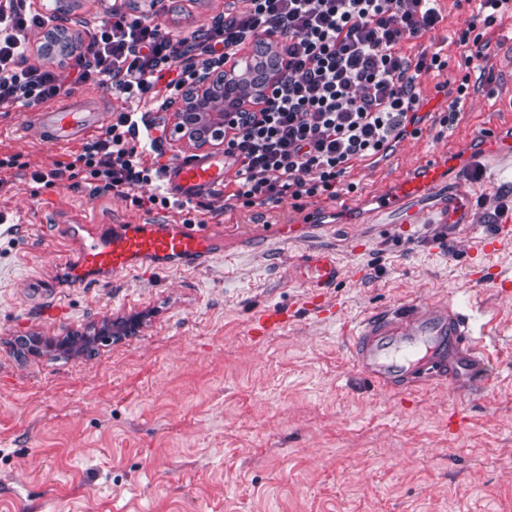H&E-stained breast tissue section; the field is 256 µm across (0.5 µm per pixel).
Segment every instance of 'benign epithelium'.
<instances>
[{
  "label": "benign epithelium",
  "mask_w": 512,
  "mask_h": 512,
  "mask_svg": "<svg viewBox=\"0 0 512 512\" xmlns=\"http://www.w3.org/2000/svg\"><path fill=\"white\" fill-rule=\"evenodd\" d=\"M56 21L50 37V46L60 53L69 52L78 32L67 26L71 20L68 0H56L52 13ZM255 58L236 54L224 59L217 70H207L195 76L180 99L169 103L172 110L169 141L188 143L196 149L218 148L224 145V136L231 135L239 125L244 112H258L262 108L263 85L273 84L280 72L264 68V78L253 80Z\"/></svg>",
  "instance_id": "obj_1"
}]
</instances>
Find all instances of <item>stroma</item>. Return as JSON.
I'll return each mask as SVG.
<instances>
[{"label":"stroma","instance_id":"35a3bbf8","mask_svg":"<svg viewBox=\"0 0 512 512\" xmlns=\"http://www.w3.org/2000/svg\"><path fill=\"white\" fill-rule=\"evenodd\" d=\"M226 0H176L158 16L184 37L224 16ZM487 80L453 128L427 122L355 192L313 202L327 224L288 240L237 242L258 224H294L290 201L227 209L201 195L218 240L202 267L119 273L75 286L61 274L75 227L176 224L90 186L52 188L69 148L25 132L0 106V157L28 169L0 189V512H512V34L492 30ZM452 163L447 195L415 217L372 213L370 195L421 160ZM480 180H472L475 169ZM337 258L324 289L335 317L308 311L307 263ZM458 303L492 368L479 381L388 392L353 367L369 316L410 302ZM288 308L287 328L256 338L255 317ZM85 336L82 354L31 353L30 337Z\"/></svg>","mask_w":512,"mask_h":512}]
</instances>
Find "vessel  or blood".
<instances>
[{
    "mask_svg": "<svg viewBox=\"0 0 512 512\" xmlns=\"http://www.w3.org/2000/svg\"><path fill=\"white\" fill-rule=\"evenodd\" d=\"M101 122L100 112L80 99L63 109L40 110L31 120L54 144L69 143ZM227 172L223 154L197 156L172 167L167 189L178 199L212 193L223 189ZM450 173L449 166L427 159L394 186L376 191L371 202L379 211L400 209L447 186ZM213 254V237L195 224H115L81 238L64 274L77 285L97 284L118 273L201 265ZM339 277L333 256L314 261V287H333ZM289 318L284 309L267 311L255 320L252 331L271 335L284 329ZM353 341L359 371L391 390L430 380L472 381L490 367L468 318L450 303L410 304L373 316L360 326Z\"/></svg>",
    "mask_w": 512,
    "mask_h": 512,
    "instance_id": "1",
    "label": "vessel or blood"
}]
</instances>
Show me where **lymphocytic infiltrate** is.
<instances>
[{
	"mask_svg": "<svg viewBox=\"0 0 512 512\" xmlns=\"http://www.w3.org/2000/svg\"><path fill=\"white\" fill-rule=\"evenodd\" d=\"M471 13L454 31L455 58L443 46L412 54L406 41L435 30L444 17L440 0H230L222 22L187 39L129 10L87 34L73 64L34 69L25 60L29 35L47 19L34 0L0 6V105L25 112L55 101L70 85L94 82L123 96L101 134L69 152L35 183L88 184L95 191L131 197L140 208L172 209L191 223V201L165 192L169 165L155 161L154 139H141L138 112L165 105L193 76L260 38L274 41L283 75L266 90L264 107L224 144L234 169L229 208L279 205L283 200L336 198L353 191L358 165L387 157L406 136L418 135L427 116L422 73L452 71L437 84L448 98L443 124L453 123L470 95L477 60L489 47L488 31L512 15V0H453ZM157 184L146 197L135 190Z\"/></svg>",
	"mask_w": 512,
	"mask_h": 512,
	"instance_id": "lymphocytic-infiltrate-1",
	"label": "lymphocytic infiltrate"
}]
</instances>
